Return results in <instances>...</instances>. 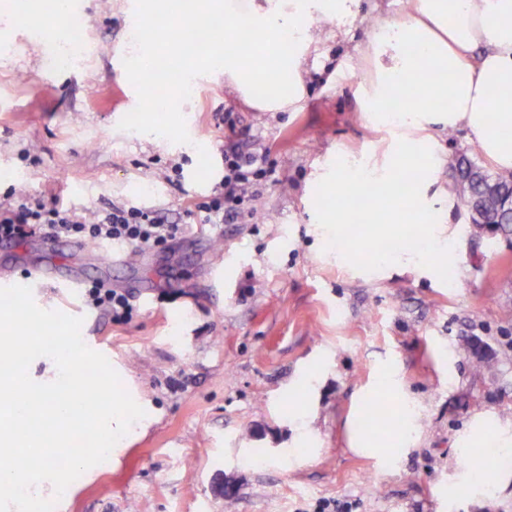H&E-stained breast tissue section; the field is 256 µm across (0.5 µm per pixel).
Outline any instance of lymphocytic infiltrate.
<instances>
[{
	"label": "lymphocytic infiltrate",
	"instance_id": "obj_1",
	"mask_svg": "<svg viewBox=\"0 0 512 512\" xmlns=\"http://www.w3.org/2000/svg\"><path fill=\"white\" fill-rule=\"evenodd\" d=\"M275 174L269 147L252 143L248 147L232 145L224 150V179L213 194L184 206L187 214L200 218L201 226L235 224L255 219L258 182ZM184 232L183 225L168 221L158 212L134 206H112L90 214L48 205L42 199L26 195H7L0 202V239L18 244L32 234L69 237L89 243L122 244L132 249L154 250L167 245ZM90 305L114 322H124L134 310L133 298L123 288L101 282L85 288Z\"/></svg>",
	"mask_w": 512,
	"mask_h": 512
}]
</instances>
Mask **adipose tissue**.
Here are the masks:
<instances>
[{
	"label": "adipose tissue",
	"mask_w": 512,
	"mask_h": 512,
	"mask_svg": "<svg viewBox=\"0 0 512 512\" xmlns=\"http://www.w3.org/2000/svg\"><path fill=\"white\" fill-rule=\"evenodd\" d=\"M357 2L192 0L184 19L198 25L224 16V46L213 57L225 81L243 94L263 89V110H293L304 98L314 25L354 15ZM156 7L152 33L134 37L141 47L135 75L144 84L152 83L155 57L166 52L177 28L168 0H157ZM364 51L374 68L363 112L375 123L392 112L394 135L382 157L350 159L316 173V195L335 197L336 206L319 211L315 231L339 260H348L342 226L352 204L365 202L387 212L385 235H399L404 224L423 227L420 244L380 255L378 266L436 276L457 243L442 214L459 200L452 185L439 181L443 161L433 151L432 129H467L491 166L512 170V0H414L409 18L380 25ZM396 194L408 197L410 207H390ZM434 197L440 210L429 205Z\"/></svg>",
	"instance_id": "ef3b65f1"
}]
</instances>
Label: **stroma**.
Wrapping results in <instances>:
<instances>
[{"label":"stroma","instance_id":"35a3bbf8","mask_svg":"<svg viewBox=\"0 0 512 512\" xmlns=\"http://www.w3.org/2000/svg\"><path fill=\"white\" fill-rule=\"evenodd\" d=\"M51 8L27 0L22 17L0 0V196L88 212L129 205L181 222L184 199L210 196L223 178L225 144L261 140L276 168L256 187L257 222L189 231L137 269L85 258L87 280L134 283L123 323L90 309L83 288L35 278L41 239L0 244V280L83 317L82 338L157 416L75 480L55 512H224V482L237 487L235 512H312L320 499L349 512H512V485L475 497L460 484L476 417L512 422V321L501 317L512 307V234L457 207L455 257L429 279L370 274L387 246L364 227L346 236L359 257L328 258L312 227L315 210L334 205L311 186L316 168L388 143V129L359 111L371 64L357 47L377 23L405 19L409 0H360L344 37L322 22L295 112L258 109L203 60L177 130L157 141L143 136L153 119L144 106L169 83L147 91L132 77L146 0H81L91 53L73 68L54 62L60 41L35 36ZM397 393L416 417L402 451L352 452L369 403Z\"/></svg>","mask_w":512,"mask_h":512}]
</instances>
